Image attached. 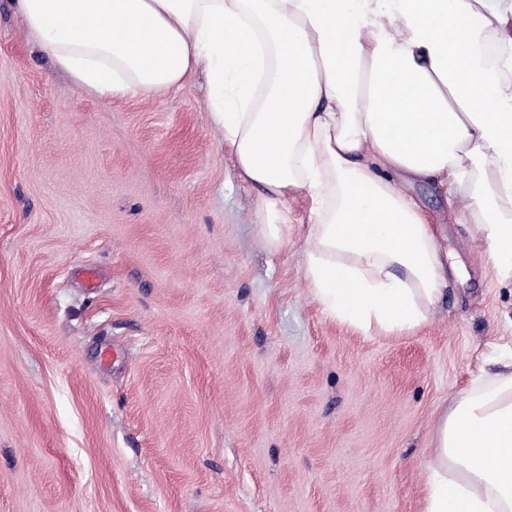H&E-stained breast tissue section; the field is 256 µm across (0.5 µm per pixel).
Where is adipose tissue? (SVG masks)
I'll use <instances>...</instances> for the list:
<instances>
[{"label":"adipose tissue","mask_w":512,"mask_h":512,"mask_svg":"<svg viewBox=\"0 0 512 512\" xmlns=\"http://www.w3.org/2000/svg\"><path fill=\"white\" fill-rule=\"evenodd\" d=\"M79 90L202 73L211 123L277 249L299 236L332 320L412 331L448 285L433 184L512 278V0H13ZM301 194L307 222L286 206ZM423 512H512V359L438 418Z\"/></svg>","instance_id":"ef3b65f1"}]
</instances>
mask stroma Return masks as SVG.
I'll return each instance as SVG.
<instances>
[{"label":"stroma","mask_w":512,"mask_h":512,"mask_svg":"<svg viewBox=\"0 0 512 512\" xmlns=\"http://www.w3.org/2000/svg\"><path fill=\"white\" fill-rule=\"evenodd\" d=\"M414 193L458 269L440 306L332 320L202 76L86 94L0 0V512H423L437 419L512 355V280Z\"/></svg>","instance_id":"1"}]
</instances>
